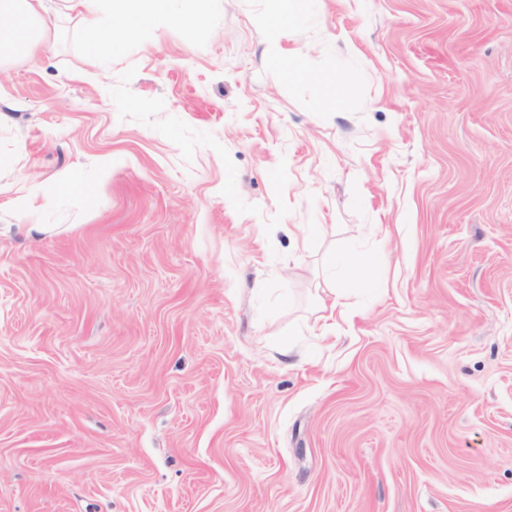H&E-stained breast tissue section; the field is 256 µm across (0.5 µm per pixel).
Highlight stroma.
I'll list each match as a JSON object with an SVG mask.
<instances>
[{"label":"stroma","instance_id":"35a3bbf8","mask_svg":"<svg viewBox=\"0 0 512 512\" xmlns=\"http://www.w3.org/2000/svg\"><path fill=\"white\" fill-rule=\"evenodd\" d=\"M271 5L0 62V512H512V0ZM276 6L262 15L258 22L265 29L268 37V49L271 58L284 71L294 77H302L306 73L303 52L299 48L288 49L282 46V40L288 36V31L305 15L311 0H273ZM315 81L323 84L327 101L333 110H336L341 106L350 96V88L334 78L321 77L319 75L311 76Z\"/></svg>","mask_w":512,"mask_h":512}]
</instances>
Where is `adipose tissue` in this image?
<instances>
[{
  "mask_svg": "<svg viewBox=\"0 0 512 512\" xmlns=\"http://www.w3.org/2000/svg\"><path fill=\"white\" fill-rule=\"evenodd\" d=\"M44 0H0V17L9 18L0 27V51L13 55H31L48 47V28L43 18ZM310 0H275L274 8L259 19L268 37L271 58L291 76L306 72L301 49H284L282 41L291 27L304 16ZM82 7L88 32L86 53L98 61L105 49L119 50L139 37L149 26L169 17L170 0H71ZM118 14L121 21L109 33H101L98 14L101 9Z\"/></svg>",
  "mask_w": 512,
  "mask_h": 512,
  "instance_id": "adipose-tissue-1",
  "label": "adipose tissue"
}]
</instances>
